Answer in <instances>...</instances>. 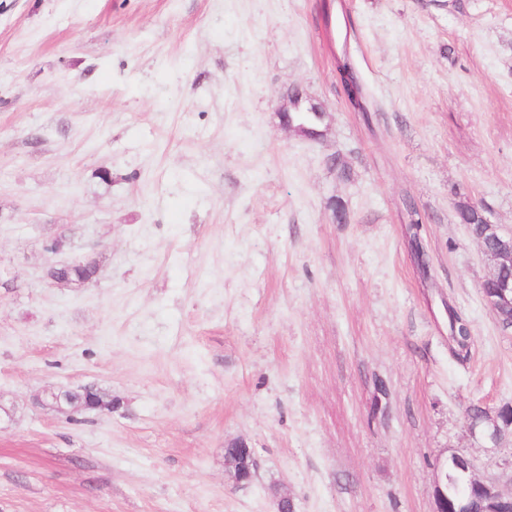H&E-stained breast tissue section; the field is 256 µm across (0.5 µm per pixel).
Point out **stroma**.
I'll use <instances>...</instances> for the list:
<instances>
[{
  "mask_svg": "<svg viewBox=\"0 0 512 512\" xmlns=\"http://www.w3.org/2000/svg\"><path fill=\"white\" fill-rule=\"evenodd\" d=\"M320 2L0 0V512H434L454 452L512 489L466 424L512 405V332L457 218L512 232V0H343L368 118ZM86 385L113 411L38 401ZM282 117L284 119V124L288 126L289 128L299 132L303 136L307 138H316L317 136H320L321 131H316L315 133H312L311 135H306L301 127L296 126H304L307 129H315L317 128L318 124L317 121L312 113L309 112L307 107L302 104L297 111H294L292 114V117L294 119V123L296 126L293 125L291 119H290V112L288 109V105L283 107ZM234 447L231 448H239L241 454H235L234 456L224 457V464L227 471L233 476L236 483H241L235 474L237 469H242L244 465L246 466V482H252L256 476V462L253 448H250L248 444L244 441H238L232 443Z\"/></svg>",
  "mask_w": 512,
  "mask_h": 512,
  "instance_id": "stroma-1",
  "label": "stroma"
}]
</instances>
